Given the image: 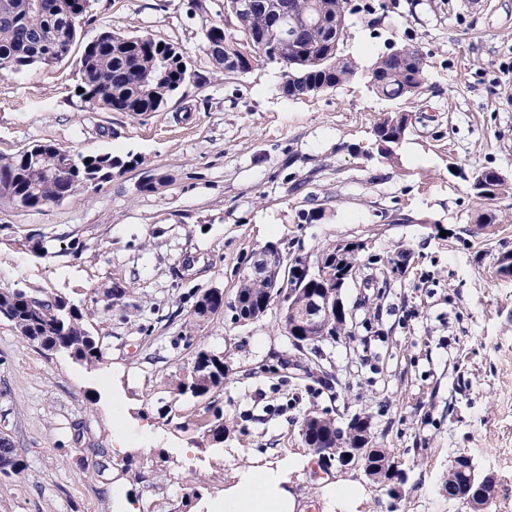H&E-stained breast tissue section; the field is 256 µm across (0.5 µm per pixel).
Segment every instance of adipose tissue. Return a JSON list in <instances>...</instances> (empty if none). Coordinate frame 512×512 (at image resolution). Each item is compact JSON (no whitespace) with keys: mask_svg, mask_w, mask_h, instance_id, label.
Listing matches in <instances>:
<instances>
[{"mask_svg":"<svg viewBox=\"0 0 512 512\" xmlns=\"http://www.w3.org/2000/svg\"><path fill=\"white\" fill-rule=\"evenodd\" d=\"M294 467V461L285 457L272 468L238 471L224 491L223 512H294L296 503L286 487Z\"/></svg>","mask_w":512,"mask_h":512,"instance_id":"adipose-tissue-1","label":"adipose tissue"}]
</instances>
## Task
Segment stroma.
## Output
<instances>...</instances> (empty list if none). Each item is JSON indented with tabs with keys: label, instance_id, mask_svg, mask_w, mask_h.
I'll list each match as a JSON object with an SVG mask.
<instances>
[{
	"label": "stroma",
	"instance_id": "35a3bbf8",
	"mask_svg": "<svg viewBox=\"0 0 512 512\" xmlns=\"http://www.w3.org/2000/svg\"><path fill=\"white\" fill-rule=\"evenodd\" d=\"M343 54L365 67L389 47L428 60L418 94L390 100L362 82L291 100L279 71L213 68L201 20L184 0H91L76 44L103 27L180 46L205 84L187 83L166 111L131 118L83 109L65 61L0 76V155L36 141L73 152L137 154L101 188L40 210L0 202V285L81 305L104 358L86 366L44 350L0 320V432L27 459L0 477V512H216L233 470L290 456L295 512H337L340 481L358 484V512H467L445 487L451 459L470 455L496 475L512 512V279L495 273L512 249V191L472 195L462 173L483 167L512 182V0H359ZM386 112L411 124L397 161L365 156ZM155 191H142L147 179ZM321 211L307 223L303 214ZM497 221L477 230L476 218ZM363 240L366 257L411 260L384 293L352 282L344 298L354 342L295 354L278 306L242 325L230 313L191 326L196 291L232 301L241 264L267 242L318 253ZM128 287L124 311L109 295ZM224 354L221 391L176 394L198 348ZM320 360L332 389L305 378ZM220 409L217 444L195 420ZM370 416L378 441L407 473L399 499L362 470L315 475L299 425L310 410ZM107 452L100 470L93 448Z\"/></svg>",
	"mask_w": 512,
	"mask_h": 512
}]
</instances>
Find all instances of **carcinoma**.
Masks as SVG:
<instances>
[{"label":"carcinoma","instance_id":"obj_1","mask_svg":"<svg viewBox=\"0 0 512 512\" xmlns=\"http://www.w3.org/2000/svg\"><path fill=\"white\" fill-rule=\"evenodd\" d=\"M32 0H0V74L20 75L32 67H51L69 58L82 23L90 9V0H44L41 9L31 7ZM352 0H250V8L240 10L238 0H224V18L206 21L202 29L203 50L213 66L224 74H246L261 64H274L281 72L279 90L287 98L316 96L337 86L367 80L374 92L394 100L413 95L424 84L428 63L415 48L404 45L397 55L378 56L368 68H362L342 55L340 39L350 16L356 13ZM288 12L294 27L291 43L284 45L273 36L275 17ZM75 89L84 107L97 112H125L141 116L163 112L169 102L189 83L204 78L179 47L148 33L127 34L106 28L89 42L77 60ZM409 118L401 112L388 113L374 125L375 139L384 144L379 155L393 159L406 135ZM139 164L138 156L110 152L75 154L51 141L35 142L20 153L0 156V200L20 209H42L75 197L86 188L97 189L110 182L112 171ZM469 183L471 193L493 200L507 188L505 177L494 168L474 171ZM365 246L344 253L341 261L358 270L364 288L378 284L383 271L378 262L361 260ZM303 254L288 252V285L293 299L302 305L324 282L301 269ZM281 270L251 254L242 269L240 285L233 302L224 304V296L212 288L200 291L190 310L192 322L199 325L224 309L240 323L261 319L281 289ZM0 309L11 315V325L30 342L48 351L63 353L71 359L94 365L103 359L105 347L85 326L86 315L62 295L41 297L22 287L0 288ZM281 324L292 336L298 353L307 350L317 355L319 345L332 343L339 336L352 337L345 319L333 316L327 326L314 329L299 326L288 309L281 308ZM224 386V354L201 348L191 367L176 382L179 395L205 397ZM301 425L302 442L318 448L328 469L342 461L343 446L361 442L368 449L366 463L376 475L375 483L396 477L406 481L399 460L376 439L364 434L360 423L369 417L355 415L342 430L336 421L316 411L306 415ZM213 442H224V418L217 411L200 422ZM27 467L23 454L9 435L0 433V476L22 474Z\"/></svg>","mask_w":512,"mask_h":512}]
</instances>
